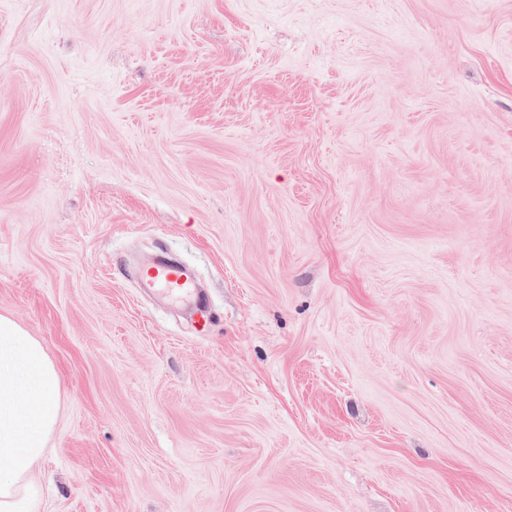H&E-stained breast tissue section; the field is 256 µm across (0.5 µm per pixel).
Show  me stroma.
I'll list each match as a JSON object with an SVG mask.
<instances>
[{"instance_id":"1","label":"stroma","mask_w":512,"mask_h":512,"mask_svg":"<svg viewBox=\"0 0 512 512\" xmlns=\"http://www.w3.org/2000/svg\"><path fill=\"white\" fill-rule=\"evenodd\" d=\"M0 314L36 512H512V0H0ZM152 286L175 296H189L194 285L190 273L178 265L161 264L149 271L147 280ZM62 412L60 375L40 340L0 314V511L32 512L29 482Z\"/></svg>"}]
</instances>
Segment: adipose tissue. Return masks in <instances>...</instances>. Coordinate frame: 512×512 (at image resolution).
Listing matches in <instances>:
<instances>
[{
    "label": "adipose tissue",
    "mask_w": 512,
    "mask_h": 512,
    "mask_svg": "<svg viewBox=\"0 0 512 512\" xmlns=\"http://www.w3.org/2000/svg\"><path fill=\"white\" fill-rule=\"evenodd\" d=\"M61 412L55 363L37 337L0 314V512H30L29 475Z\"/></svg>",
    "instance_id": "obj_1"
}]
</instances>
